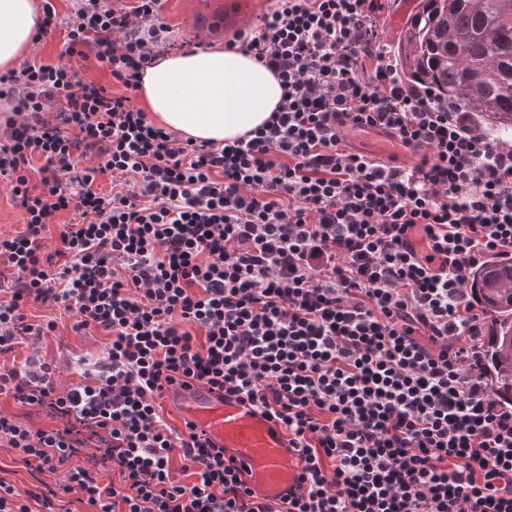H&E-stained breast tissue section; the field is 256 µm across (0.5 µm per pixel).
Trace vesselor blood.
Listing matches in <instances>:
<instances>
[{
  "label": "vessel or blood",
  "mask_w": 512,
  "mask_h": 512,
  "mask_svg": "<svg viewBox=\"0 0 512 512\" xmlns=\"http://www.w3.org/2000/svg\"><path fill=\"white\" fill-rule=\"evenodd\" d=\"M265 0H192L200 23L234 32L254 24L263 13ZM354 140L373 139L375 158L389 161L406 155L397 139L376 135L374 129L357 130ZM184 418L202 433L226 459L248 472L247 481L271 500H279L295 483L299 468L279 424L249 405L219 399L205 387L196 386L176 395Z\"/></svg>",
  "instance_id": "vessel-or-blood-1"
}]
</instances>
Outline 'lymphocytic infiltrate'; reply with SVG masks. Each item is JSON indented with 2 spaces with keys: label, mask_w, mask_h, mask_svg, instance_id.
<instances>
[{
  "label": "lymphocytic infiltrate",
  "mask_w": 512,
  "mask_h": 512,
  "mask_svg": "<svg viewBox=\"0 0 512 512\" xmlns=\"http://www.w3.org/2000/svg\"><path fill=\"white\" fill-rule=\"evenodd\" d=\"M385 8L275 0L235 32L282 96L217 144L132 98L175 47L162 0H71L62 17L44 0L34 39L64 27L75 63L0 73V183L23 214L0 232V396L25 411L0 413V447L33 480L0 477V512H512V405L482 372L468 288L512 261V142L399 76ZM89 61L122 92L85 81ZM351 124L417 162L355 152ZM35 304L106 338L81 381L60 386L36 353L56 324ZM196 384L282 425L300 474L281 504L167 423L163 400Z\"/></svg>",
  "instance_id": "f902f5d3"
}]
</instances>
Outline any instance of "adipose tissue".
Wrapping results in <instances>:
<instances>
[{
    "label": "adipose tissue",
    "mask_w": 512,
    "mask_h": 512,
    "mask_svg": "<svg viewBox=\"0 0 512 512\" xmlns=\"http://www.w3.org/2000/svg\"><path fill=\"white\" fill-rule=\"evenodd\" d=\"M36 0H0V69L34 44ZM282 94L277 76L249 54L208 46L161 56L146 68L138 98L155 125L194 141L228 142L261 126Z\"/></svg>",
    "instance_id": "1"
}]
</instances>
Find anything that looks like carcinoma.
I'll list each match as a JSON object with an SVG mask.
<instances>
[{"instance_id": "carcinoma-1", "label": "carcinoma", "mask_w": 512, "mask_h": 512, "mask_svg": "<svg viewBox=\"0 0 512 512\" xmlns=\"http://www.w3.org/2000/svg\"><path fill=\"white\" fill-rule=\"evenodd\" d=\"M396 55L405 79L512 137V0H419ZM470 287L491 318L485 375L497 397L512 403V263L475 270Z\"/></svg>"}]
</instances>
